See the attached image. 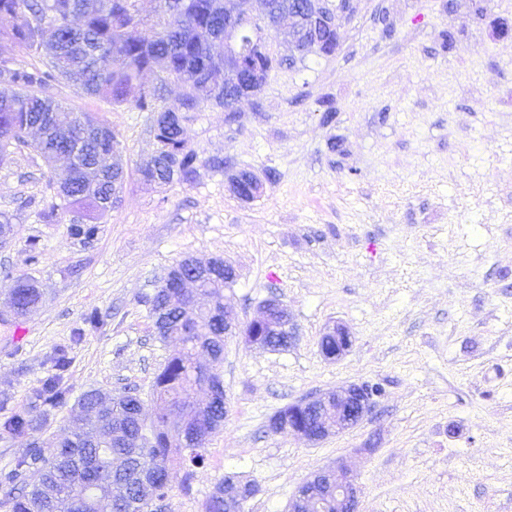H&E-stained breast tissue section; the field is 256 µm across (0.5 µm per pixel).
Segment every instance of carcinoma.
Here are the masks:
<instances>
[{
    "label": "carcinoma",
    "instance_id": "obj_1",
    "mask_svg": "<svg viewBox=\"0 0 512 512\" xmlns=\"http://www.w3.org/2000/svg\"><path fill=\"white\" fill-rule=\"evenodd\" d=\"M112 0L106 12L93 0H0V39L18 52L45 59V69L27 68L16 60L0 64V159L27 147L47 164L68 154V176L59 184L64 205L92 209L103 215L120 202L123 170L96 166V156L117 151L116 136L87 112H76L47 95L51 83L80 81L82 92L114 105L133 100L142 112H154L155 155L143 169L150 182H192L198 173V153L184 137L186 113L205 103L227 106L238 85L217 80L216 61L224 60V0H165L175 12L149 29L132 23L129 4ZM156 76L146 91L142 76ZM179 90L174 105L163 104L170 86ZM83 243L97 238L99 227L82 222L68 227ZM224 259L196 290L199 311L186 316L174 306L175 289L163 284L146 299L160 340H175L181 350L156 374L152 418L134 387L96 410L99 394L89 390L78 404L84 417L68 437L43 449L26 446L14 456L11 469L0 478V504L10 512H99L108 501L111 512H153L162 508L174 486L190 487L193 472L171 465L180 456L192 467L205 462L206 444L224 425V380L207 364L224 358ZM12 295L17 315L34 308L41 297L21 279ZM201 388L209 399L199 402ZM44 404L64 405L67 391L50 378L34 392ZM38 415L16 414L4 428L25 435ZM43 458L39 482L27 483L38 458ZM224 497L220 485L204 504V512H230L252 495L249 482L231 483Z\"/></svg>",
    "mask_w": 512,
    "mask_h": 512
}]
</instances>
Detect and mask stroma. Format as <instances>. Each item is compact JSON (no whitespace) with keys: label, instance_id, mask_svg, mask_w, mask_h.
<instances>
[{"label":"stroma","instance_id":"1","mask_svg":"<svg viewBox=\"0 0 512 512\" xmlns=\"http://www.w3.org/2000/svg\"><path fill=\"white\" fill-rule=\"evenodd\" d=\"M268 47L284 63L261 91L190 113V184L144 179L153 113L56 82L55 100L119 142L121 202L92 244L68 235L72 212L39 218L64 162L28 150L0 161L12 225L0 267L13 274L0 278V474L26 443L3 428L12 415L37 410L48 445L86 391L149 397L178 345L157 340L146 298L181 260L221 257L240 321L274 298L298 335L280 351L226 338L215 369L228 415L166 512H203L227 476L257 487L243 512H288L304 481L341 464L359 512H512V0H355L335 55L293 61L276 36ZM233 168L263 179V195L239 200ZM19 276L41 293L20 317L8 308ZM337 321L354 342L328 360L319 341ZM59 353L68 401L35 404ZM350 383L382 390L355 428L318 443L269 431L281 408Z\"/></svg>","mask_w":512,"mask_h":512}]
</instances>
